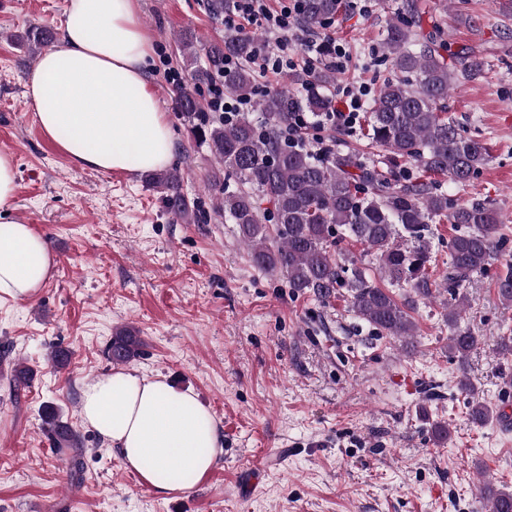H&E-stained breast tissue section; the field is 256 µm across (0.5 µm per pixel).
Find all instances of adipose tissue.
<instances>
[{"instance_id": "obj_1", "label": "adipose tissue", "mask_w": 512, "mask_h": 512, "mask_svg": "<svg viewBox=\"0 0 512 512\" xmlns=\"http://www.w3.org/2000/svg\"><path fill=\"white\" fill-rule=\"evenodd\" d=\"M59 45L44 52L26 84L42 131L78 166L103 173L154 171L173 138L146 76L151 39L137 0H69ZM18 187L15 156L0 151V299L35 298L57 260L32 225L12 219ZM82 424L108 441L125 466L159 496L191 489L224 451L211 412L165 378L128 370L99 375L80 388ZM183 478H162L170 467Z\"/></svg>"}]
</instances>
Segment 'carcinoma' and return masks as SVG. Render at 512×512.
Segmentation results:
<instances>
[{
	"label": "carcinoma",
	"instance_id": "cac0c4a2",
	"mask_svg": "<svg viewBox=\"0 0 512 512\" xmlns=\"http://www.w3.org/2000/svg\"><path fill=\"white\" fill-rule=\"evenodd\" d=\"M342 8L343 0H303L301 22L331 21ZM402 9L407 16L389 24L383 38L389 75L370 106L367 128L361 129L366 148L385 151L380 159L366 161L349 151L317 162L310 150L284 143L281 130L296 111L329 109L324 89L335 81L329 72L315 76V87L303 98L283 90L265 93L256 102L258 119L242 112L227 122L203 112L195 91L217 79L232 96L255 94L253 71L244 66L228 71L224 61L229 56L253 60L256 35L229 32L221 41L198 46L192 34H183L180 50L192 86L175 87L173 96L195 142L208 146L224 165V216L237 225L257 267L279 273L294 293L321 303L343 288L360 321L406 340L414 335L410 311L442 287L450 296L445 305L448 352L463 359L480 337L458 326L462 289L495 263L504 238L493 208L480 200L460 202L441 182L444 178L456 192H465L491 158L483 138L443 113L454 86L482 76L484 62L470 51L448 50L439 20L448 13V0H407ZM53 39L49 29L31 26L20 43L38 54ZM182 179L176 169L151 177L172 213L206 221V213L189 208ZM262 200L271 204L264 213ZM445 222L457 226L458 233L448 241V273L439 284L429 273V225ZM347 240L374 257L389 287L342 247ZM496 290L501 303L512 304V270L497 277ZM142 347L134 331L121 329L104 355L111 363H128ZM41 427L56 451L72 452L70 477L82 483L80 433L52 404L41 411ZM483 491L492 504L512 505L507 486L487 484Z\"/></svg>",
	"mask_w": 512,
	"mask_h": 512
}]
</instances>
